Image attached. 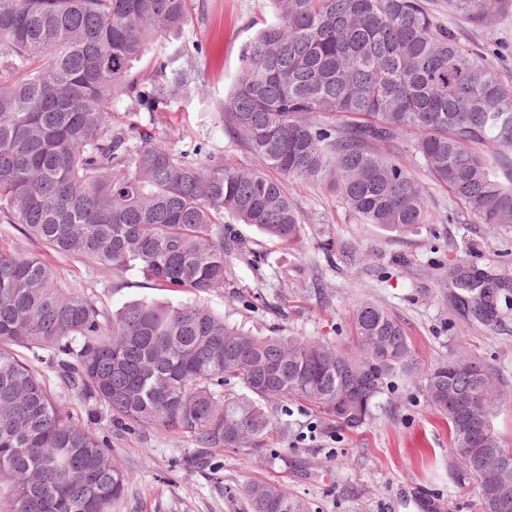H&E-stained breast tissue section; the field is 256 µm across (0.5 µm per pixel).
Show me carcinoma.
<instances>
[{
    "mask_svg": "<svg viewBox=\"0 0 512 512\" xmlns=\"http://www.w3.org/2000/svg\"><path fill=\"white\" fill-rule=\"evenodd\" d=\"M447 2L483 26L512 14V0ZM269 3L275 22L246 46L222 105L224 133L256 161L241 170L196 162L203 145L177 152L137 112H112L120 96L154 106L189 89L175 55H155L150 82L136 65L190 23L194 0H0V221L56 253L199 298L224 287L236 255L224 224L301 247L285 178L325 179L363 223L389 232L431 223L425 187L399 158L407 147L476 223L512 227V87L426 0ZM448 286L477 317L497 311L501 288L487 275L451 265ZM350 332L347 346L257 336L198 302L147 298L111 314L81 286H61L45 259L0 249V512H111L127 474L92 431L101 409L128 430L161 424L207 452L257 457L288 432L274 403L361 428L416 359L373 302L357 305ZM15 347L47 353L86 419ZM423 392L448 421L457 476L476 481L480 512H498L493 373L457 355L426 372ZM244 495L250 512H309L278 484Z\"/></svg>",
    "mask_w": 512,
    "mask_h": 512,
    "instance_id": "1",
    "label": "carcinoma"
}]
</instances>
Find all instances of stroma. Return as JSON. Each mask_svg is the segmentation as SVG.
Here are the masks:
<instances>
[{
  "label": "stroma",
  "mask_w": 512,
  "mask_h": 512,
  "mask_svg": "<svg viewBox=\"0 0 512 512\" xmlns=\"http://www.w3.org/2000/svg\"><path fill=\"white\" fill-rule=\"evenodd\" d=\"M429 6L440 20H451L465 44L496 48L489 61L512 84V15L482 28L449 16L446 0H429ZM272 18L268 0H196L191 23L164 44L170 54L203 47L190 60L196 87L141 113L142 123L174 149L200 143L225 164L253 168L248 150L225 135L220 110L246 45ZM423 185L432 223L394 235L361 223L325 183L286 180L304 221L302 248L288 251L253 227L234 225L249 254L233 260L225 286L201 301L257 335L332 343L345 341L359 302L377 303L401 323L421 372L462 350L489 366L507 399L495 428L512 448V308L479 322L448 285V266L458 263L512 289V227L475 223L448 192L428 179ZM1 247L45 253L62 285H82L110 311L142 298L191 299L136 274L119 276L78 256L45 252L16 224L0 223ZM253 252L260 263L251 262ZM259 293L264 302L250 303ZM421 372L394 378L372 419L354 432L335 428L315 409L292 407L288 436L273 457L230 450L203 455L189 435L159 424L127 432L100 414L95 431L109 438L110 455L129 475L112 512H249L243 489L252 482L279 484L309 502L312 512H420L424 493L438 498L443 512H480L473 482L456 478L448 423L427 403Z\"/></svg>",
  "instance_id": "35a3bbf8"
}]
</instances>
